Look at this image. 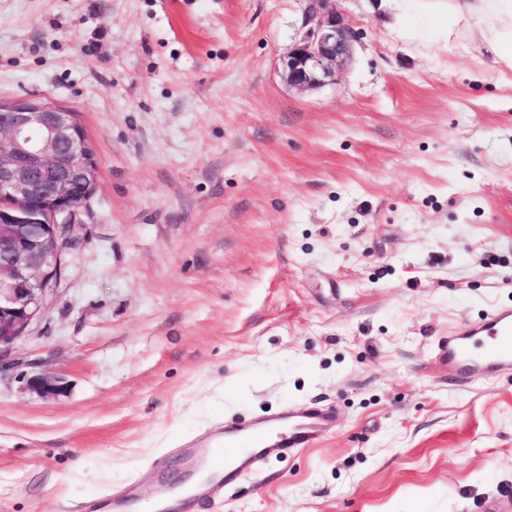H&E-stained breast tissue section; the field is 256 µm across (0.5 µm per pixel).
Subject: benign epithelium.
I'll use <instances>...</instances> for the list:
<instances>
[{
  "label": "benign epithelium",
  "instance_id": "benign-epithelium-1",
  "mask_svg": "<svg viewBox=\"0 0 512 512\" xmlns=\"http://www.w3.org/2000/svg\"><path fill=\"white\" fill-rule=\"evenodd\" d=\"M304 31L283 61L288 84L316 89L336 79L354 55L358 33L310 0ZM98 163L76 114L51 102L0 101V371L14 345L41 317L75 243ZM45 397L64 393L56 377L30 378Z\"/></svg>",
  "mask_w": 512,
  "mask_h": 512
}]
</instances>
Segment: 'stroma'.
<instances>
[{"label": "stroma", "instance_id": "obj_1", "mask_svg": "<svg viewBox=\"0 0 512 512\" xmlns=\"http://www.w3.org/2000/svg\"><path fill=\"white\" fill-rule=\"evenodd\" d=\"M375 2L334 0L362 37L300 91L307 0H0V100L75 112L99 166L0 376V512L151 500L187 443L312 402L335 427L209 512H512V373L440 358L512 303V85Z\"/></svg>", "mask_w": 512, "mask_h": 512}]
</instances>
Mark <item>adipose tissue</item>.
Here are the masks:
<instances>
[{
	"label": "adipose tissue",
	"mask_w": 512,
	"mask_h": 512,
	"mask_svg": "<svg viewBox=\"0 0 512 512\" xmlns=\"http://www.w3.org/2000/svg\"><path fill=\"white\" fill-rule=\"evenodd\" d=\"M391 37L447 55L461 36L479 32L482 60L500 73L512 71V0H381Z\"/></svg>",
	"instance_id": "1"
}]
</instances>
